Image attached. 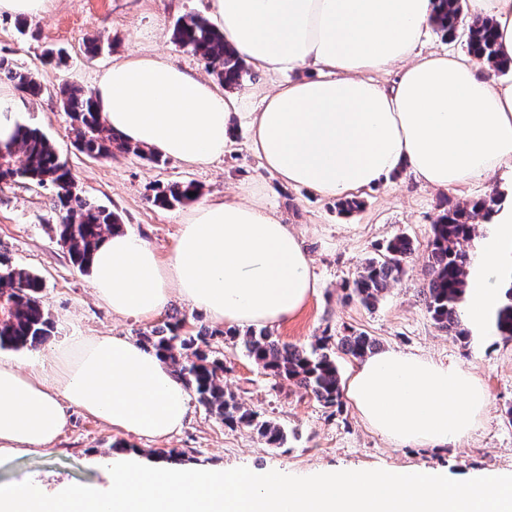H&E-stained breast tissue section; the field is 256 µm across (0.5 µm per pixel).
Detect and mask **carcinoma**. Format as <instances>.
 <instances>
[{"instance_id": "cac0c4a2", "label": "carcinoma", "mask_w": 512, "mask_h": 512, "mask_svg": "<svg viewBox=\"0 0 512 512\" xmlns=\"http://www.w3.org/2000/svg\"><path fill=\"white\" fill-rule=\"evenodd\" d=\"M468 12L467 0H438L431 24L443 36L456 37L459 22ZM175 42L206 61L211 73L226 89L240 85L247 74L243 57L224 43V34L204 17L193 15L177 20ZM467 51L487 63L491 72L505 75L512 71V59L496 55L493 25L488 20L471 21L466 38ZM30 98L43 92L34 71L18 68L9 58L0 57V78ZM63 106L71 120L77 148L90 157H110L115 151L133 153L158 163L161 155L144 150L108 131L90 94L78 88L63 93ZM21 156V164L13 162ZM15 183L35 184L53 192L58 210L56 235L67 247L72 262L82 271L90 269V259L105 235L121 231L119 216L81 195L71 170L60 160L54 147L33 125H19L14 149H0V188ZM194 196H188V193ZM199 196L192 182L153 188L152 202L159 207L191 203ZM499 198L478 199L455 204L440 213L432 224L428 243L429 277L422 289L427 312L439 329L460 340H467L461 307L466 292V277L473 256L463 247L474 235L475 220H489L497 213ZM414 251L413 241L397 235L378 249L377 256L362 264L344 285L345 299L373 309L392 282L404 272ZM498 331L512 337V284L505 288L504 300L495 314ZM53 321L42 296V280L0 255V350L37 349L52 336ZM143 345L156 350L171 365L196 401L231 427L248 428L269 446L282 447L287 435L280 425L260 412L244 407L237 396L224 388L221 377L224 360L218 348L219 338L240 347L274 384L287 381L310 394L325 408L341 409L343 389L336 352L356 360L374 353L376 341L362 332L346 336L325 333L309 347L282 343L268 329L245 332L226 329L210 331L195 327L186 317L166 315L159 326L139 333Z\"/></svg>"}]
</instances>
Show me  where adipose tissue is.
Wrapping results in <instances>:
<instances>
[{"instance_id":"obj_1","label":"adipose tissue","mask_w":512,"mask_h":512,"mask_svg":"<svg viewBox=\"0 0 512 512\" xmlns=\"http://www.w3.org/2000/svg\"><path fill=\"white\" fill-rule=\"evenodd\" d=\"M436 0H208V22L258 70L306 77L263 95L249 113L250 149L281 182L322 197L387 181L401 169L457 191L512 160V81L473 61L422 53ZM487 18L501 57L512 58V0H469ZM397 69L392 85L374 80ZM94 97L104 125L132 144L190 165L221 159L233 142L235 94L172 62L135 53L105 68ZM97 299L117 316L147 318L180 295L227 326L295 316L316 283L297 236L259 198L205 200L160 260L125 232L104 238L90 263ZM512 269V210L479 248L464 309L486 335ZM20 365L0 358V457L44 452L69 408L142 438L176 432L189 392L155 351L126 336L76 339ZM347 394L360 417L401 443L445 445L470 434L488 396L467 369L410 353L362 361Z\"/></svg>"}]
</instances>
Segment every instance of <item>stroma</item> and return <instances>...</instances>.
<instances>
[{"label":"stroma","instance_id":"obj_1","mask_svg":"<svg viewBox=\"0 0 512 512\" xmlns=\"http://www.w3.org/2000/svg\"><path fill=\"white\" fill-rule=\"evenodd\" d=\"M206 6L207 0H55L43 17L28 19L23 31L18 30L16 18L0 15V55L33 70L45 88L40 98L22 100V122L45 133L85 196L117 213L123 231L141 237L163 260L173 251L190 208L155 206L150 200L153 185L191 182L198 186L201 198L227 200L241 198L244 185L266 188L270 207L299 234L318 282L298 314L273 325L274 335L281 342L306 347L323 330L339 336L353 330L373 337L381 350L459 365L471 371L488 394L480 423L468 438L455 444L402 445L374 432L351 403L338 410L325 408L295 385L285 382L272 388L241 348L225 344L221 347L225 386L245 407L263 412L285 429L284 447L266 445L250 429L224 426L197 403L178 432L156 439L113 429L73 409L51 449L0 458V484L31 480L50 489L62 484L104 488L108 480L101 458L132 451L144 464L158 468L243 466L259 473L295 476L343 467H425L452 477L489 470L512 472V423L506 418L512 408V337L493 329L463 345L438 328L420 294L428 280L427 244L438 214L446 205L490 194L499 195L502 204H511L512 168L472 182L459 194L425 187L403 170L360 192L361 208L342 214L337 198L316 196L271 177L249 148L247 112L255 110L263 91L304 77L302 68L276 76L249 69L236 89L244 98L245 114L234 119V142L214 163L191 166L165 158L155 164L124 153L95 159L75 147L61 88L77 86L92 92L104 67L136 51L162 54L190 73L208 77L200 57L173 37L177 19L203 14ZM99 36L114 38L112 51L87 55L86 42ZM59 48L69 56L67 65H40L45 50ZM56 222L50 190L27 184L0 189V253L41 277L44 301L54 322V332L41 353L65 346L74 336L108 333L134 338L156 325L153 317L113 316L96 299L90 273L73 265L56 237ZM399 234L412 239L415 248L400 281L375 308L345 301L344 282L380 245Z\"/></svg>","mask_w":512,"mask_h":512}]
</instances>
